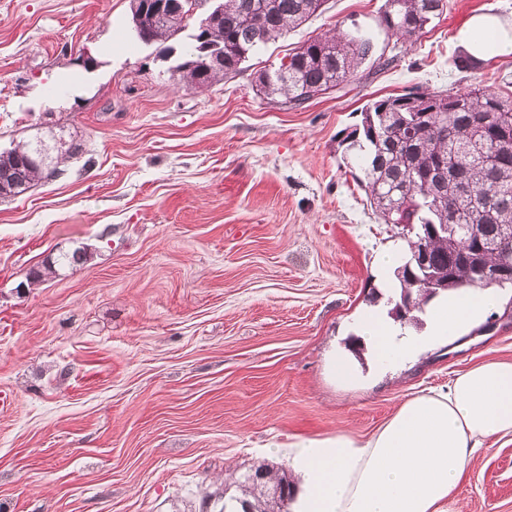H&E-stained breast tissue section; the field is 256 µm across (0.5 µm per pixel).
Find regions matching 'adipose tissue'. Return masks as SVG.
<instances>
[{
  "label": "adipose tissue",
  "instance_id": "adipose-tissue-1",
  "mask_svg": "<svg viewBox=\"0 0 512 512\" xmlns=\"http://www.w3.org/2000/svg\"><path fill=\"white\" fill-rule=\"evenodd\" d=\"M469 56L512 54V24L495 13L473 15L455 34ZM494 296L452 297L429 316V337L443 340L479 321ZM373 347L387 358L418 351V339L367 321ZM512 434V362L490 361L457 376L444 390L404 401L376 432H339L290 443L301 479L292 512H456V491L469 460L487 442Z\"/></svg>",
  "mask_w": 512,
  "mask_h": 512
}]
</instances>
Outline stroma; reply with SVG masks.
Wrapping results in <instances>:
<instances>
[{"mask_svg": "<svg viewBox=\"0 0 512 512\" xmlns=\"http://www.w3.org/2000/svg\"><path fill=\"white\" fill-rule=\"evenodd\" d=\"M385 0L325 11L241 64L179 89L159 45L132 32L129 0H0V151L48 133L85 159L0 200V512H199L230 473L342 430L367 437L406 399L487 361L512 362V288L480 324L401 362L377 359L405 251L339 145L372 100L473 85L512 95V55L454 65L456 31L512 0H448L396 44ZM369 35L392 61L309 101L255 86L308 38ZM86 250L32 284L47 258ZM355 379L341 380L339 357ZM457 512H512V436L476 453Z\"/></svg>", "mask_w": 512, "mask_h": 512, "instance_id": "35a3bbf8", "label": "stroma"}]
</instances>
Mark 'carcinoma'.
Returning <instances> with one entry per match:
<instances>
[{"label": "carcinoma", "mask_w": 512, "mask_h": 512, "mask_svg": "<svg viewBox=\"0 0 512 512\" xmlns=\"http://www.w3.org/2000/svg\"><path fill=\"white\" fill-rule=\"evenodd\" d=\"M325 0H223L224 18L213 33V42L224 46V68L204 71L178 62L171 69L178 82L208 88L240 71L247 56L299 27L321 9ZM441 0H386L381 23L406 44L435 19L442 16ZM188 27L179 18H159L152 42L164 45L177 39ZM372 40L361 34L335 29L305 41L288 55V76L282 69L256 76L259 92L279 97L291 109L304 108L313 98L354 76L368 61ZM361 122L374 125L375 132L360 131L339 142L346 156L360 160L370 206L384 223L441 224L448 213L460 225L434 243L430 274L448 280V292L481 286L479 265L493 267L512 254V144L493 139L498 128L512 136V97L476 85L452 94L409 91L382 97L367 105ZM21 154L0 152V172L9 181L0 187V198H14L49 177L63 174L59 165H42L38 146H18ZM88 260L85 251L62 253L28 279L40 281L55 273V266ZM428 282L397 279V295L411 296L416 311L428 304L424 297ZM265 482L251 479L255 469L230 475L240 495L209 494L205 499L222 502L219 512H288L290 502L276 495V488H292L286 477L268 466Z\"/></svg>", "instance_id": "1"}]
</instances>
